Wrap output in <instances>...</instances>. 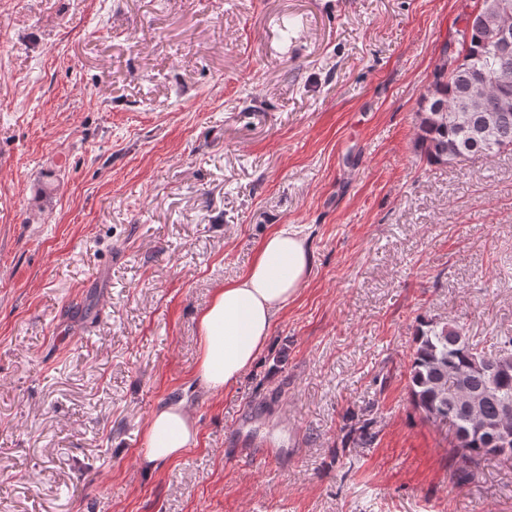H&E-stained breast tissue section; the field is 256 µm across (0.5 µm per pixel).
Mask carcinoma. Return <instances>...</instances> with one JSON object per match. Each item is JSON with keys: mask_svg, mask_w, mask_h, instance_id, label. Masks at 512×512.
<instances>
[{"mask_svg": "<svg viewBox=\"0 0 512 512\" xmlns=\"http://www.w3.org/2000/svg\"><path fill=\"white\" fill-rule=\"evenodd\" d=\"M456 51L443 49L455 61L434 67L433 80L419 100L415 149L429 164H453L474 156H492L512 149V110L498 112L496 85L503 79L512 84V51H496L486 32L457 30ZM478 72L489 79L485 89V111L460 112ZM464 376L465 391L480 400L472 410L465 401L448 394L458 376ZM408 386L412 401L426 418L451 420L459 431L455 448L465 475L490 456L512 458V446L494 448L480 425L506 422L512 428V337L498 342L487 353L470 342L464 327L455 321H422L416 331V348L409 363Z\"/></svg>", "mask_w": 512, "mask_h": 512, "instance_id": "obj_1", "label": "carcinoma"}]
</instances>
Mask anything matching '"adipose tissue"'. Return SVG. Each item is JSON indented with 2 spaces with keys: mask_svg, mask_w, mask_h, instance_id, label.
Wrapping results in <instances>:
<instances>
[{
  "mask_svg": "<svg viewBox=\"0 0 512 512\" xmlns=\"http://www.w3.org/2000/svg\"><path fill=\"white\" fill-rule=\"evenodd\" d=\"M313 254L295 225L282 224L259 245L248 269L215 288L198 319L196 378L218 393L235 385L266 346L277 314L307 280ZM197 430L184 404L155 411L145 426L142 461L173 460L196 443Z\"/></svg>",
  "mask_w": 512,
  "mask_h": 512,
  "instance_id": "1",
  "label": "adipose tissue"
}]
</instances>
